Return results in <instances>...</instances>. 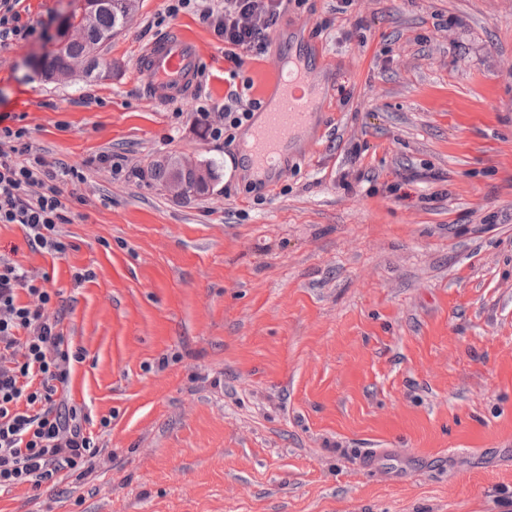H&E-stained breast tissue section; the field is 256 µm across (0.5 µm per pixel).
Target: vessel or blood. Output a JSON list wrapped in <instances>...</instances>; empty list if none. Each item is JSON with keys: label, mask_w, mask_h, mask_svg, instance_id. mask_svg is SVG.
Wrapping results in <instances>:
<instances>
[{"label": "vessel or blood", "mask_w": 512, "mask_h": 512, "mask_svg": "<svg viewBox=\"0 0 512 512\" xmlns=\"http://www.w3.org/2000/svg\"><path fill=\"white\" fill-rule=\"evenodd\" d=\"M137 68L145 76L150 98L160 103L186 100L201 67L197 45L180 32L153 40L139 54ZM277 74L268 104L251 131L254 164L266 170L279 165L284 146L305 154L319 125L318 94L325 88L316 81L305 60L278 58Z\"/></svg>", "instance_id": "obj_1"}]
</instances>
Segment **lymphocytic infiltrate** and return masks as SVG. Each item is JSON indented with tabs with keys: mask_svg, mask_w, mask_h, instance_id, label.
<instances>
[{
	"mask_svg": "<svg viewBox=\"0 0 512 512\" xmlns=\"http://www.w3.org/2000/svg\"><path fill=\"white\" fill-rule=\"evenodd\" d=\"M24 0H0V49L29 41L36 26ZM170 0L169 16L192 8L224 39V58L240 67L246 53L264 55L284 0ZM261 102L248 88L224 100V124L213 138L233 141V132L252 119ZM76 169L49 163L33 151L19 115L0 113V224H17L31 249L58 259L72 244L62 230L69 223L64 185L82 183ZM48 275H35L0 254V491L19 486L40 490L61 472L93 469L100 453L97 432H108L111 417H94L70 398L80 357L69 347L62 318L53 311ZM28 302H21V295Z\"/></svg>",
	"mask_w": 512,
	"mask_h": 512,
	"instance_id": "lymphocytic-infiltrate-1",
	"label": "lymphocytic infiltrate"
}]
</instances>
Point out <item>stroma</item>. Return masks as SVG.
Wrapping results in <instances>:
<instances>
[{
	"mask_svg": "<svg viewBox=\"0 0 512 512\" xmlns=\"http://www.w3.org/2000/svg\"><path fill=\"white\" fill-rule=\"evenodd\" d=\"M24 5L45 31L0 51V113L84 181L65 256L16 224L0 252L48 274L84 355L71 398L112 429L91 474L0 491V512H512V0H290L232 82L168 0H136L111 79L42 81L30 61L84 0ZM175 30L208 80L163 104L136 57ZM313 43L316 144L258 189L207 127ZM169 154L221 177L174 198L148 177Z\"/></svg>",
	"mask_w": 512,
	"mask_h": 512,
	"instance_id": "35a3bbf8",
	"label": "stroma"
}]
</instances>
